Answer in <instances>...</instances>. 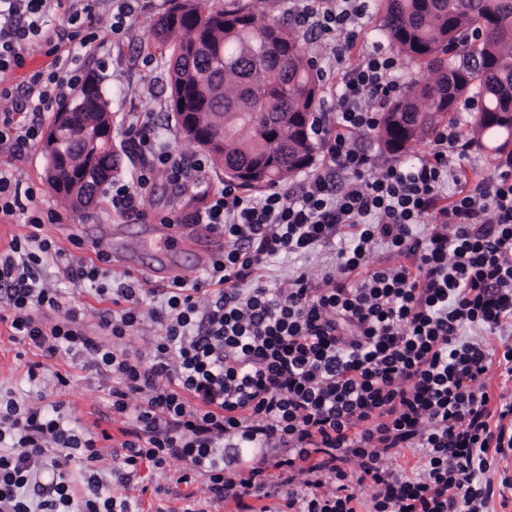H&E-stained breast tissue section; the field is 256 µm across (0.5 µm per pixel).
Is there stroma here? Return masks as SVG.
<instances>
[{
	"instance_id": "stroma-1",
	"label": "stroma",
	"mask_w": 512,
	"mask_h": 512,
	"mask_svg": "<svg viewBox=\"0 0 512 512\" xmlns=\"http://www.w3.org/2000/svg\"><path fill=\"white\" fill-rule=\"evenodd\" d=\"M168 0H151L149 6L127 21L124 38L118 43L95 42L82 48L80 55L87 72L98 76L109 97L112 115V147L118 155V171L128 174L130 161L123 137V126L130 113L150 110L158 115L159 134L184 159L202 157V150L186 141L180 134L173 117L168 114L169 75L166 58L158 50L148 47V35L156 21L167 11ZM150 57V64H143V57ZM0 168L15 173L23 186L37 191L35 205L38 209H55L61 216L60 223L43 226L45 236L62 247H69L71 239L82 242L75 249L76 256L94 257L96 247L87 241L85 232L90 228L113 230V245L136 251L141 221L112 216L103 197H96L91 207L73 210L58 197L46 179V157L42 144H35L23 159L12 158L0 152ZM223 175L215 168H208L204 181L186 191L176 190L165 177H157L144 208L147 214L177 210L194 211L202 204L203 196ZM40 363L37 377H29L31 363ZM67 376L68 386H58L57 375ZM111 379L97 375L89 368L86 359H72L65 353L54 357L42 351L9 339V327L0 324V392H12L22 403L49 405L63 402L65 413L82 429L108 431L114 442H122L121 431L129 427L126 419H113L110 409ZM164 484V492H156V484ZM141 512H183L187 505L185 493L198 492V484L183 485L161 480L151 469L141 468Z\"/></svg>"
}]
</instances>
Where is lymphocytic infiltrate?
Instances as JSON below:
<instances>
[{
  "instance_id": "lymphocytic-infiltrate-1",
  "label": "lymphocytic infiltrate",
  "mask_w": 512,
  "mask_h": 512,
  "mask_svg": "<svg viewBox=\"0 0 512 512\" xmlns=\"http://www.w3.org/2000/svg\"><path fill=\"white\" fill-rule=\"evenodd\" d=\"M141 0H112L100 26L83 0H0V148L22 155L40 135L38 113L80 86L75 43L121 40ZM370 0H293L292 22L330 42L340 77L320 171L298 186L244 194L216 186L190 215L162 224H209L224 238L204 279L173 277L160 288L115 275L111 258L83 259L42 233L52 210L28 218L29 234L0 251V323L14 340L48 354L89 357L112 378L113 415L130 419L110 473L99 462L108 432L71 426L52 407L0 401V512H134L128 491L141 467L202 482L212 501H258V512H490L512 477L493 479L512 454V170L468 175L474 142L450 124L412 162L376 165L360 140L400 92L395 56L368 51ZM62 13L61 26L47 18ZM53 56L23 94L6 75L33 49ZM132 171L104 191L119 217L146 219L158 172L185 187L205 174L158 136L153 112L127 128ZM332 249L321 279L304 269L286 287L262 270L281 253ZM394 256L386 264L377 252ZM62 268L109 306L106 339L89 336L87 311L39 277ZM149 351L129 345L146 325ZM267 453L228 468L225 441ZM287 449L284 457L273 456ZM412 455L411 467L400 463ZM82 465L75 498L66 468ZM56 472L42 484V469Z\"/></svg>"
}]
</instances>
